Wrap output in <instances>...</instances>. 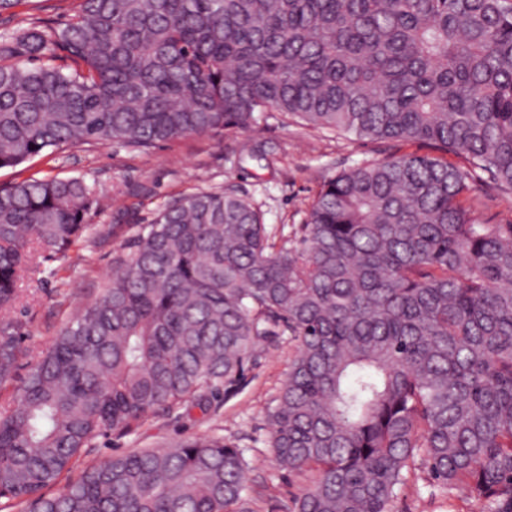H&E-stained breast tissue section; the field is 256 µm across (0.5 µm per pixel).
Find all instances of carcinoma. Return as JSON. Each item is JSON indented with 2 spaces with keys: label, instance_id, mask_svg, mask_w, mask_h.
<instances>
[{
  "label": "carcinoma",
  "instance_id": "1",
  "mask_svg": "<svg viewBox=\"0 0 512 512\" xmlns=\"http://www.w3.org/2000/svg\"><path fill=\"white\" fill-rule=\"evenodd\" d=\"M270 112L417 141L512 190V0H80L62 28L0 34V168L82 143L220 135ZM468 190L439 157L367 160L326 182L303 237L281 245L236 192L165 206L0 407V500L253 512L247 449L219 436L63 478L101 435L208 411L286 335L269 447L312 477L289 512H393L419 469L449 512L471 498L512 512V224L468 217ZM100 202L81 177L0 187V312ZM20 341L0 318V383Z\"/></svg>",
  "mask_w": 512,
  "mask_h": 512
}]
</instances>
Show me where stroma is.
Masks as SVG:
<instances>
[{
	"label": "stroma",
	"instance_id": "35a3bbf8",
	"mask_svg": "<svg viewBox=\"0 0 512 512\" xmlns=\"http://www.w3.org/2000/svg\"><path fill=\"white\" fill-rule=\"evenodd\" d=\"M79 0H22L0 14V33L37 23L56 27L76 13ZM419 142H375L319 131L296 118L274 116L248 129L215 136L191 135L143 150L118 144H79L0 168V185L31 178L81 177L107 197L91 215L85 236L62 258L43 262L24 284L14 317L21 324L17 377L82 309L104 293L123 245L151 223L159 210L183 195L227 188L244 195L264 217L277 241L293 238L308 220L310 205L325 181L367 159L393 154H430ZM464 205L480 224H512V192L486 173L470 174ZM293 348L280 339L249 365L245 377L224 389L209 414L176 410L106 435L83 450L88 465L114 452L160 448L187 436L224 437L246 448L254 512H288L305 485L302 476L279 469L267 444L268 415L287 378ZM432 496L425 471L411 475L395 512H445Z\"/></svg>",
	"mask_w": 512,
	"mask_h": 512
}]
</instances>
